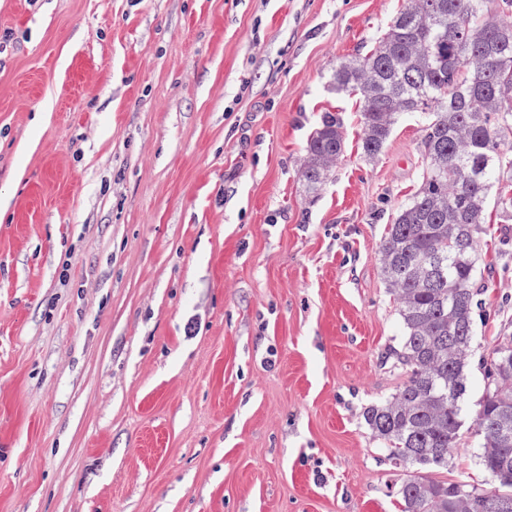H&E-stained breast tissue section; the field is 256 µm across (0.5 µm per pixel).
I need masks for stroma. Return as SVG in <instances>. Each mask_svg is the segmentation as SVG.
<instances>
[{
	"mask_svg": "<svg viewBox=\"0 0 512 512\" xmlns=\"http://www.w3.org/2000/svg\"><path fill=\"white\" fill-rule=\"evenodd\" d=\"M406 0H0V512H398L364 423L404 380L380 251L420 113L360 147L337 64ZM345 149L300 176L324 113ZM459 444L512 335L489 208Z\"/></svg>",
	"mask_w": 512,
	"mask_h": 512,
	"instance_id": "stroma-1",
	"label": "stroma"
}]
</instances>
